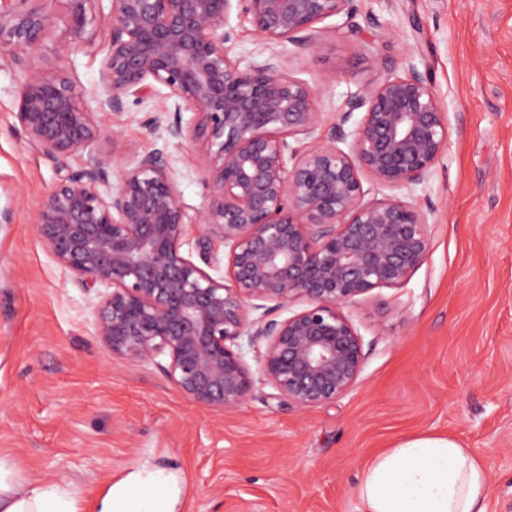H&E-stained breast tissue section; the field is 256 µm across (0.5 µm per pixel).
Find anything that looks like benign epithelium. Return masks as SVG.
I'll return each instance as SVG.
<instances>
[{
	"label": "benign epithelium",
	"mask_w": 512,
	"mask_h": 512,
	"mask_svg": "<svg viewBox=\"0 0 512 512\" xmlns=\"http://www.w3.org/2000/svg\"><path fill=\"white\" fill-rule=\"evenodd\" d=\"M109 5H103V2ZM50 0H0V67L26 73L14 116L29 144L59 167L102 137L84 91L48 56L78 43L101 54L99 82L114 114L157 85L175 116L150 119L178 144L207 157L209 195L190 211L161 149L132 153L106 195V159L73 171L35 214L40 238L83 285L110 292L96 304L95 329L112 353L164 371L190 401L237 409L259 375L300 410L348 393L365 364L362 335L345 308L377 289L405 287L428 260L435 211L399 195L366 199L361 176L391 190L424 182L448 149V113L405 56L406 71L353 92L320 130L315 93L284 71L275 47L319 51L317 24L351 0H63L56 27ZM260 37V63L232 54V12ZM194 112L183 124L182 108ZM356 111L361 120L346 129ZM314 145L302 152L290 139ZM346 148H341V145ZM189 224L205 264L214 243L228 248L227 279L182 251ZM295 302L305 307L277 319ZM261 340L251 368L240 339Z\"/></svg>",
	"instance_id": "obj_1"
}]
</instances>
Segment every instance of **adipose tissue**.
<instances>
[{
	"instance_id": "1",
	"label": "adipose tissue",
	"mask_w": 512,
	"mask_h": 512,
	"mask_svg": "<svg viewBox=\"0 0 512 512\" xmlns=\"http://www.w3.org/2000/svg\"><path fill=\"white\" fill-rule=\"evenodd\" d=\"M489 475L456 440L420 435L398 442L363 469L365 512H486ZM0 512H79L58 487L19 475L0 460Z\"/></svg>"
}]
</instances>
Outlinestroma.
I'll return each instance as SVG.
<instances>
[{
  "mask_svg": "<svg viewBox=\"0 0 512 512\" xmlns=\"http://www.w3.org/2000/svg\"><path fill=\"white\" fill-rule=\"evenodd\" d=\"M319 29L322 51H278L323 124L351 92L402 74L410 50L451 129L431 176L403 191L436 211L427 262L404 288L348 307L364 368L346 395L304 411L260 381L235 411L195 404L160 365L96 336L98 290L77 284L34 223L61 174L14 119L23 73L0 67V458L62 486L80 512L155 470L176 482L174 512H364V467L422 434L471 449L489 474L486 512H512V0H352ZM100 61L85 46L65 63L104 133L72 166L107 158L120 174L116 131L130 150H164L183 202L201 207L205 155L146 125L166 88L113 115Z\"/></svg>",
  "mask_w": 512,
  "mask_h": 512,
  "instance_id": "stroma-1",
  "label": "stroma"
}]
</instances>
